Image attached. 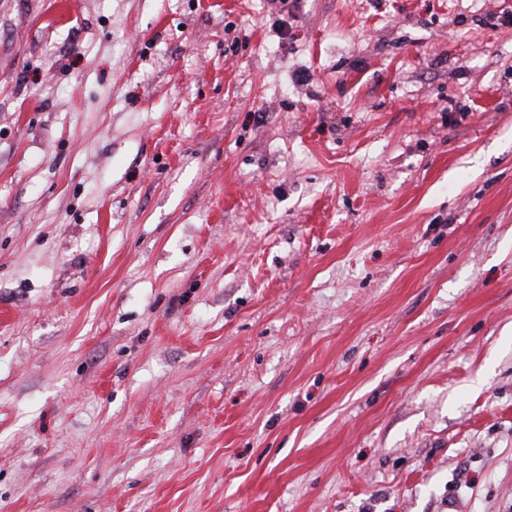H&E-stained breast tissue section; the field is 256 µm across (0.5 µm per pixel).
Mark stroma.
<instances>
[{"instance_id": "obj_1", "label": "stroma", "mask_w": 512, "mask_h": 512, "mask_svg": "<svg viewBox=\"0 0 512 512\" xmlns=\"http://www.w3.org/2000/svg\"><path fill=\"white\" fill-rule=\"evenodd\" d=\"M0 512H512V0H0Z\"/></svg>"}]
</instances>
